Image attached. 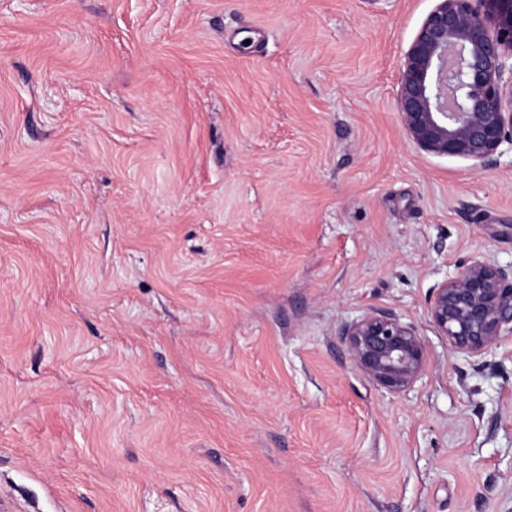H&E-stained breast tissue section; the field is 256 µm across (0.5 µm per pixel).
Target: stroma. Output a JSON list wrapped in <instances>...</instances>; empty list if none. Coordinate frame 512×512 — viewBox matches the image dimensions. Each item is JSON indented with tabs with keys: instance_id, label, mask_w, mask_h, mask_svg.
I'll return each mask as SVG.
<instances>
[{
	"instance_id": "1",
	"label": "stroma",
	"mask_w": 512,
	"mask_h": 512,
	"mask_svg": "<svg viewBox=\"0 0 512 512\" xmlns=\"http://www.w3.org/2000/svg\"><path fill=\"white\" fill-rule=\"evenodd\" d=\"M435 4L0 0L5 512H512V333L430 316L471 258L512 282V153L405 137ZM344 336L356 368L389 392L406 390L423 371L421 338L390 314H366Z\"/></svg>"
}]
</instances>
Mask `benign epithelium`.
<instances>
[{"label": "benign epithelium", "instance_id": "1", "mask_svg": "<svg viewBox=\"0 0 512 512\" xmlns=\"http://www.w3.org/2000/svg\"><path fill=\"white\" fill-rule=\"evenodd\" d=\"M397 106L427 153L485 168L512 149V0H437L404 54ZM430 315L452 347L479 354L512 325V284L473 260L436 289ZM344 336L356 368L390 392L423 371L421 338L390 314H366Z\"/></svg>", "mask_w": 512, "mask_h": 512}]
</instances>
